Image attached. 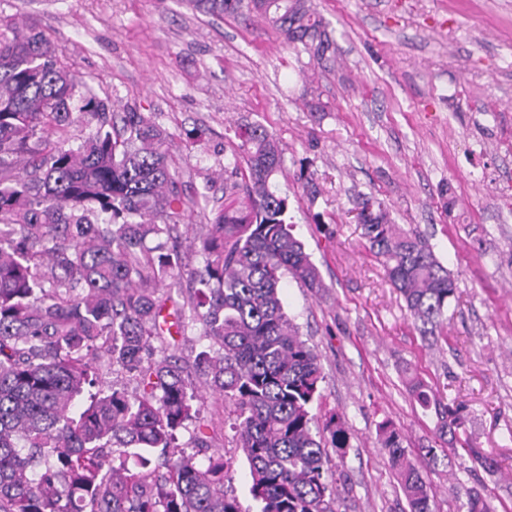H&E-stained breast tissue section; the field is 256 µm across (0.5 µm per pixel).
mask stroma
<instances>
[{
	"instance_id": "1",
	"label": "stroma",
	"mask_w": 512,
	"mask_h": 512,
	"mask_svg": "<svg viewBox=\"0 0 512 512\" xmlns=\"http://www.w3.org/2000/svg\"><path fill=\"white\" fill-rule=\"evenodd\" d=\"M314 3L336 42L335 60L320 64L259 17L217 19L188 0H0V15L36 22L115 111L154 113L174 135L187 195L208 184L223 196L238 126L259 123L278 140L295 233L326 284L316 294L287 276L282 296L322 367L312 412L320 422L339 415L350 435L343 465L326 470L338 512H406L377 444L388 418L436 512H466L475 491L494 512H512V0ZM190 133L200 137L191 151ZM304 163L320 189L313 202L297 180ZM361 192L423 232L459 280L435 343L422 339L354 222ZM207 344L196 328L154 342L187 364L201 398L199 462L229 458L228 491L257 512L229 408L190 367ZM410 373L458 410V441L438 440L435 414L406 390ZM428 445L431 461L421 457Z\"/></svg>"
}]
</instances>
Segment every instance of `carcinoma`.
<instances>
[{
	"label": "carcinoma",
	"instance_id": "1",
	"mask_svg": "<svg viewBox=\"0 0 512 512\" xmlns=\"http://www.w3.org/2000/svg\"><path fill=\"white\" fill-rule=\"evenodd\" d=\"M222 17L254 12L317 62L334 41L312 0H191ZM88 133L77 145L69 128ZM224 158L225 201L210 210L183 275L171 239L201 200L184 194L168 153L171 134L152 113L114 112L60 59L35 23L0 17V512H242L224 491L231 463L200 464L176 445L197 418L184 367L153 339L200 324L211 341L194 357L208 387L234 406L239 448L260 512H337L328 449L349 436L330 417L313 431L322 369L287 315L282 279L320 293L321 274L294 234L279 189L283 153L247 124ZM358 224L424 335L435 334L458 280L428 241L395 224L384 202L361 196ZM186 287L168 321L169 295ZM105 353L137 387L105 386L90 360ZM410 396L435 410L439 438L454 413L416 376ZM381 448L408 512H433L431 490L386 420Z\"/></svg>",
	"mask_w": 512,
	"mask_h": 512
}]
</instances>
